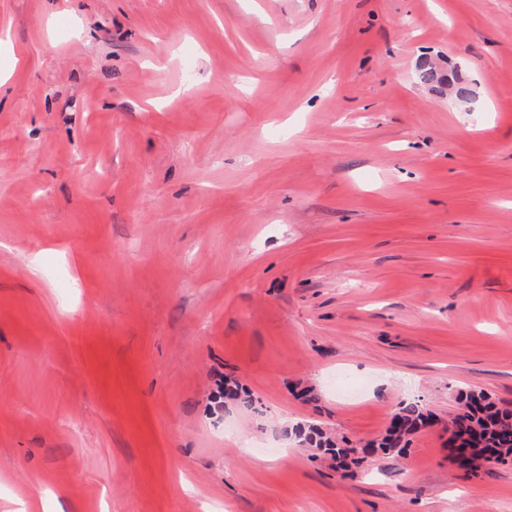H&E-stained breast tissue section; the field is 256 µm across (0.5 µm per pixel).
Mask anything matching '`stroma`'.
Wrapping results in <instances>:
<instances>
[{"label":"stroma","mask_w":512,"mask_h":512,"mask_svg":"<svg viewBox=\"0 0 512 512\" xmlns=\"http://www.w3.org/2000/svg\"><path fill=\"white\" fill-rule=\"evenodd\" d=\"M467 390L512 409V0H0V512H512ZM405 400L350 477L286 434ZM452 76L454 83L449 80L447 75L439 72V70L427 60L422 61L417 66V79L420 83L432 86L435 84L449 85V87L453 88L457 98L463 101L469 100L473 92L472 89L466 83H463L462 78L458 73H455ZM393 416L396 425L388 427L380 438L368 441L364 446L359 447L358 445L349 446L346 441L331 436L313 423L300 425L294 430V434L302 438L301 445L313 451L314 458L325 457L336 460L337 467L344 471L341 476L347 477L352 475L348 472L351 465H358L367 458L390 454L404 455L409 436L433 423L432 415L419 402H400ZM364 448H371L372 454L366 453Z\"/></svg>","instance_id":"stroma-1"}]
</instances>
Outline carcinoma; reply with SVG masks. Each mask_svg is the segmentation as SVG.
Returning <instances> with one entry per match:
<instances>
[{
	"mask_svg": "<svg viewBox=\"0 0 512 512\" xmlns=\"http://www.w3.org/2000/svg\"><path fill=\"white\" fill-rule=\"evenodd\" d=\"M417 79L425 85L446 84L463 101L469 100L472 94V89L463 83L459 74H454L450 79L427 60L417 66ZM224 398L243 408H256L255 397L234 381L224 388ZM457 401L458 413L448 426V432L458 437L471 432L486 447L497 449L495 455L488 460L490 465L512 463V410L497 407L481 391H461ZM394 422L396 425L387 428L384 435L366 442L363 447L350 446L313 423L299 426L294 434L301 439V445L313 451V456L335 460L338 468L343 470L342 476L347 477L351 466L360 464L371 455H404L409 436L433 424V418L423 405L402 401L394 413Z\"/></svg>",
	"mask_w": 512,
	"mask_h": 512,
	"instance_id": "cac0c4a2",
	"label": "carcinoma"
}]
</instances>
